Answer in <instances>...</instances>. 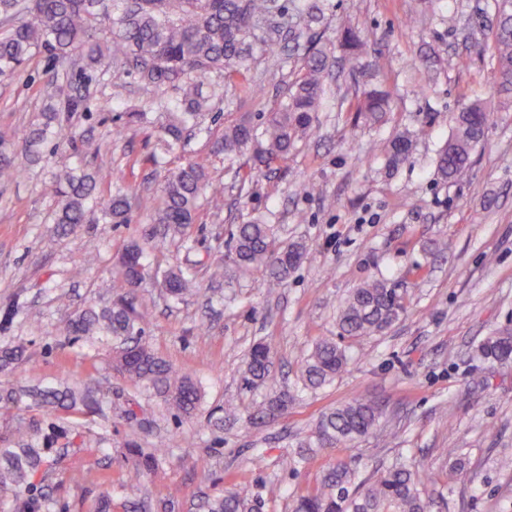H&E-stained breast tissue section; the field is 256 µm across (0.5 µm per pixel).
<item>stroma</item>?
<instances>
[{
  "label": "stroma",
  "mask_w": 512,
  "mask_h": 512,
  "mask_svg": "<svg viewBox=\"0 0 512 512\" xmlns=\"http://www.w3.org/2000/svg\"><path fill=\"white\" fill-rule=\"evenodd\" d=\"M321 42L333 47L338 97L366 88L388 92L390 110L375 122L340 112L328 100L312 135L298 143L279 169L255 168L248 191L239 192L213 136L245 112L277 106L300 76L290 33L258 34L248 65L260 85L243 96L225 85L224 97L186 133L184 147L165 158L164 169L146 161L162 136L166 115L152 111L150 125L128 113L147 108L151 94L134 71L97 73L87 89V109L63 127L72 144L44 148L40 164L15 162L19 177L0 181V347L23 346L22 362L0 369V385L54 386L60 380L101 390L98 410L53 408L0 411V448L27 440L43 448L49 474H36L38 496L55 512H88L111 493L113 512H124L126 494L147 491L168 500V512H203V504L238 484L258 500L259 512H288L292 499L314 487L321 461L342 457L363 475L408 460L427 469L430 512H512V366L489 368L473 359L474 346L512 323V109L499 106L491 58L492 0H324ZM411 11L433 19L409 25ZM351 26L372 43L351 70L339 49ZM70 65L34 53L19 75L0 80V131L23 134L52 91V80ZM475 100L493 107L486 138L468 178L444 183L435 175L438 149L453 116ZM418 138L410 159L387 171L373 145L396 131ZM142 158L129 176L127 158ZM206 163L224 188V210L198 212L191 226L200 278L198 293L168 301L156 279L133 290L144 316V341L192 374L204 399L197 417L175 416L151 391L132 386L112 370L106 345L73 339L71 319L91 305L111 303L116 249L134 239L150 263L164 271L182 261L170 240L148 220L165 170L188 160ZM88 165L107 184L130 185V221L95 222L59 237L46 218L55 201L43 186L64 167ZM260 217L273 224L278 242H299L306 261L279 287L261 273L211 281L208 267L228 262L236 224ZM386 280L404 297L406 311L387 332L352 343L347 371L283 413L255 418L263 400L299 385L302 359L318 337L337 335L340 301L362 282ZM260 340L275 350V384L246 388L245 356ZM375 401L381 428L322 452L292 472L281 458L314 428L327 408L353 399ZM236 414H225L226 405ZM224 420L223 430L210 417ZM158 448L160 468L137 474L128 440ZM463 456L477 483L449 476Z\"/></svg>",
  "instance_id": "1"
}]
</instances>
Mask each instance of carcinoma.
<instances>
[{"mask_svg":"<svg viewBox=\"0 0 512 512\" xmlns=\"http://www.w3.org/2000/svg\"><path fill=\"white\" fill-rule=\"evenodd\" d=\"M291 2L289 8L279 0H0L1 79L21 72L34 49L70 60L74 69L73 76L59 82L54 97L44 103L22 139V150L36 160L42 145L51 142L60 147L70 142L61 114L84 111L87 97L80 89L96 72L126 62L154 94L153 104L170 114L165 137L159 140L160 152L149 157L154 166H161L165 151L180 146L182 129L197 125V116L223 95L224 86L219 83L204 87L207 76L220 73L242 93L256 95L257 84L247 65L250 38L256 30L275 17L296 28L320 19L322 9L314 0ZM493 9L492 65L502 83L512 85V0H493ZM343 40L349 60L359 61L367 42L350 27L344 29ZM295 51L302 56L303 73L278 107L256 120L247 115L224 126L223 134L212 142L213 154L224 156L229 165L250 155L269 169L285 162L296 145L312 133L315 114L327 94L331 56L310 38L303 44L295 42ZM169 85L179 89V96H164ZM350 105L357 118L375 121L388 111V97L376 88L365 89ZM489 122L490 112L479 103L454 116L452 134L438 153L440 180H458L467 173ZM415 142V133L402 130L377 143L375 150L393 171L410 158ZM15 147L14 139L0 134V179H12L18 172ZM49 192L57 200L52 221L62 235L90 223L97 212L112 224L130 221L128 191L121 186L102 188L94 171L65 169L53 176ZM203 203L220 212L223 190L211 181L204 164L190 160L164 176L153 223L163 225L179 249L190 251L194 239L187 227L194 223ZM232 241L235 271H261L270 286L282 284L307 257L301 245H277L273 225L260 218L236 225ZM153 273L142 245L134 241L123 245L114 287L127 292L116 295L109 306L82 311L69 323V334L92 343H111L113 370L154 390L178 415L192 419L202 402L199 382L140 339L143 316L128 289ZM197 286L192 264H178L161 278V288L174 301L183 300ZM403 310L402 298L383 279L351 290L337 310L340 336L321 337L307 351L301 390L313 392L334 382L350 362L343 342L384 332L399 320ZM476 353L493 365L511 364L512 331L485 337ZM273 356L266 342L251 346L244 361L246 385L272 382ZM26 397L38 406L67 403L74 408L94 402L89 390H3L0 406L17 408ZM293 402L295 396L282 394L263 403L260 413L281 412ZM381 415L375 402L363 399L330 408L321 413L313 432L298 443V451L283 458V464L295 470L314 459L321 449L361 439L378 428ZM127 452L138 471L152 473L159 468L161 458L156 452L135 446ZM44 465L43 452L32 444L0 448V500L13 503L16 509L53 512L54 503L24 497L25 492L34 490L32 477ZM425 479L424 468L405 462L365 478L350 462L338 457L323 469L315 489L293 500L291 512H427ZM254 507L248 491L234 486L208 500L205 512H253Z\"/></svg>","mask_w":512,"mask_h":512,"instance_id":"1","label":"carcinoma"}]
</instances>
